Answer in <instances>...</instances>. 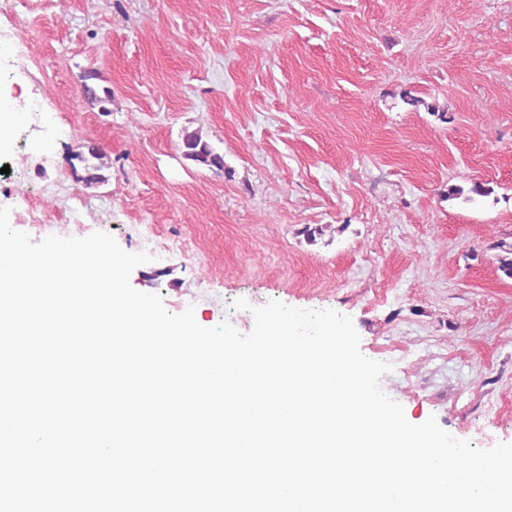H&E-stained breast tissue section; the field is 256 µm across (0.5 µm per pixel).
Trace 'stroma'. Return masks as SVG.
<instances>
[{
  "mask_svg": "<svg viewBox=\"0 0 512 512\" xmlns=\"http://www.w3.org/2000/svg\"><path fill=\"white\" fill-rule=\"evenodd\" d=\"M0 16L41 64L0 67L18 117L7 180L54 215L40 242L111 235L129 284L197 324L252 332L277 301L351 319L406 420L512 443V0H22ZM97 69L109 111L81 94ZM421 98L405 104L402 93ZM447 111L442 122L428 105ZM200 132L223 169L187 160ZM104 152V183L70 155ZM484 182L476 205L445 198ZM50 196H43V188ZM318 229L315 240L303 227ZM243 299L248 309H234ZM80 151H77L75 154L72 155V160H77L79 163L82 164V168L85 172V175H78L77 167L74 163L71 164L72 169L75 173L76 178L85 183L87 186H91L93 184L101 183L105 180V177L102 176V174L98 173V171L101 170L102 165H96L93 163H90L91 159L95 160H102L103 155L101 153V149L99 145L87 141L83 143L79 147Z\"/></svg>",
  "mask_w": 512,
  "mask_h": 512,
  "instance_id": "35a3bbf8",
  "label": "stroma"
}]
</instances>
